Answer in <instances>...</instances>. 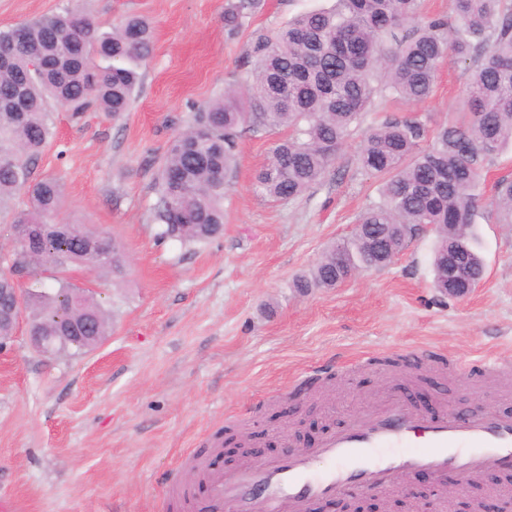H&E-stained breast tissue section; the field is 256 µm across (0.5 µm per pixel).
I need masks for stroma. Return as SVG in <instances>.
<instances>
[{"label":"stroma","mask_w":512,"mask_h":512,"mask_svg":"<svg viewBox=\"0 0 512 512\" xmlns=\"http://www.w3.org/2000/svg\"><path fill=\"white\" fill-rule=\"evenodd\" d=\"M239 0H0V28L77 7L103 27L128 14L148 20L153 51L130 108L81 118L53 106L54 136L36 174L59 178L58 221L117 242L131 264L112 282L82 270L69 280L91 288L112 320L93 350L54 355L33 349L19 327L0 354V501L26 512H168L165 491L184 484L182 457L213 437L233 447L256 434L266 450L302 431L308 444L395 391L400 373L377 366L412 349L446 354L448 368L422 365L408 376L426 399L467 395L496 404L512 372L474 377L454 363L484 354L512 358V224L491 204L493 185L512 179V148L493 155L477 188L475 218L486 275L464 298L433 284L436 238L418 231L392 263L354 273L333 288L299 293L331 244L351 239L358 215L378 198L358 164L368 128L413 119L433 130L460 112L465 63L440 67L421 103L375 100L321 181L275 201L256 176L281 133L243 128L237 163L225 178L224 229L181 243L152 220L159 165L172 137L196 112L246 82L248 41L336 0H257L236 28L224 14ZM336 376L330 394L310 391L293 427L281 413L299 375ZM245 414V424L226 423Z\"/></svg>","instance_id":"1"}]
</instances>
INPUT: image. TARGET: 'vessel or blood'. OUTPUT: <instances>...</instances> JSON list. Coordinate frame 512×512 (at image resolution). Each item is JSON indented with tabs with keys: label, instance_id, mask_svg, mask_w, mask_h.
I'll use <instances>...</instances> for the list:
<instances>
[{
	"label": "vessel or blood",
	"instance_id": "vessel-or-blood-1",
	"mask_svg": "<svg viewBox=\"0 0 512 512\" xmlns=\"http://www.w3.org/2000/svg\"><path fill=\"white\" fill-rule=\"evenodd\" d=\"M506 366L497 355L458 364L459 370L485 375ZM188 460L203 473V493L171 485V504L182 512H310L315 502L356 488L394 490L405 472L443 479L453 471L469 482L512 470V410L444 406L431 414L400 393L329 431L305 452L270 462L254 458L229 471L197 452ZM319 462L326 466L320 473Z\"/></svg>",
	"mask_w": 512,
	"mask_h": 512
}]
</instances>
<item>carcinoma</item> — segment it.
<instances>
[{
    "mask_svg": "<svg viewBox=\"0 0 512 512\" xmlns=\"http://www.w3.org/2000/svg\"><path fill=\"white\" fill-rule=\"evenodd\" d=\"M502 4L455 0L453 15L421 20L419 0H336L330 11L305 12L272 35L255 36L246 48L253 65L246 87L232 85L207 103L167 149L153 208L161 236L199 242L222 233L224 178L242 124L287 130L256 180L266 196L293 199L333 162L325 143L341 148L376 96L425 101L441 64L453 55L472 66L462 118L439 126L424 148L425 130L415 120L395 119L367 132L359 164L379 181V198L358 216L353 239L330 246L295 287H326L338 252L349 264H362L367 239L376 234L384 253L395 257L410 232L430 224L437 239L435 287L443 286L440 250L448 244L466 248L469 279L479 284L484 263L473 230L476 188L487 159L512 145V7ZM407 23L411 32L386 47ZM151 50L150 26L134 14L109 31L76 8L0 29V211L25 190L28 207L12 214V224L22 238L29 231L38 235L14 268L48 272L58 284L25 297L31 330L50 337L53 351L93 349L110 329L95 293L73 286L68 273L90 267L119 280L125 266L121 247L109 237L81 226L86 240L79 241L72 225L54 222L63 185L34 176L53 136L48 103L76 117L127 111L141 83L140 62ZM495 204L503 223L512 224V180L497 183ZM91 241L107 252L92 266ZM91 314L102 316L100 325L81 329Z\"/></svg>",
    "mask_w": 512,
    "mask_h": 512,
    "instance_id": "cac0c4a2",
    "label": "carcinoma"
}]
</instances>
